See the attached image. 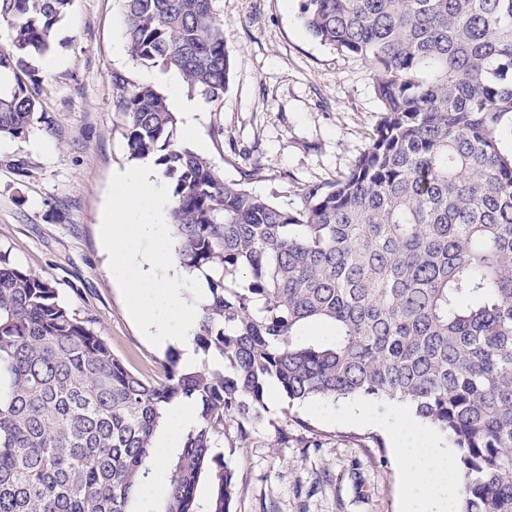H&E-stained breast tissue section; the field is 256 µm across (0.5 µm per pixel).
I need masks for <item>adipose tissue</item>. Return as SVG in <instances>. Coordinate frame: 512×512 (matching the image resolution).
Wrapping results in <instances>:
<instances>
[{
	"instance_id": "1",
	"label": "adipose tissue",
	"mask_w": 512,
	"mask_h": 512,
	"mask_svg": "<svg viewBox=\"0 0 512 512\" xmlns=\"http://www.w3.org/2000/svg\"><path fill=\"white\" fill-rule=\"evenodd\" d=\"M402 455L419 479L418 497L428 512H449L451 505L445 496L449 463L445 451L440 448H406Z\"/></svg>"
}]
</instances>
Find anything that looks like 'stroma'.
<instances>
[{
  "label": "stroma",
  "instance_id": "1",
  "mask_svg": "<svg viewBox=\"0 0 512 512\" xmlns=\"http://www.w3.org/2000/svg\"><path fill=\"white\" fill-rule=\"evenodd\" d=\"M300 0H213L232 61L219 102L205 101L193 139L229 181L288 208L305 183L335 179L365 148L379 115L368 65L320 44L299 19ZM122 0H73L35 76L39 109L25 135L0 136V252L48 279L58 298L127 367L155 381L178 352L140 332L109 268L103 206L115 172L133 164L116 77L167 93L168 67L141 64L113 45L124 36ZM264 424L248 439L226 428L218 451L233 470L231 512H406L402 448H448L416 422L401 430L400 403L266 398Z\"/></svg>",
  "mask_w": 512,
  "mask_h": 512
}]
</instances>
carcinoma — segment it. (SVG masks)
<instances>
[{
    "label": "carcinoma",
    "instance_id": "carcinoma-1",
    "mask_svg": "<svg viewBox=\"0 0 512 512\" xmlns=\"http://www.w3.org/2000/svg\"><path fill=\"white\" fill-rule=\"evenodd\" d=\"M72 0H0V69L45 57ZM126 47L215 102L232 62L212 0H123ZM312 37L371 68L380 116L354 166L280 207L174 138L148 85L122 88L133 160L170 182L175 257L201 274L193 341L166 381L132 372L46 278L0 253V512H139L166 407L200 420L165 465L152 512H230L234 472L213 452L246 439L266 395L404 403L456 449L459 512H512V0H302ZM38 101L0 95V135ZM323 323L324 342L300 329ZM211 480L199 510L201 474Z\"/></svg>",
    "mask_w": 512,
    "mask_h": 512
}]
</instances>
